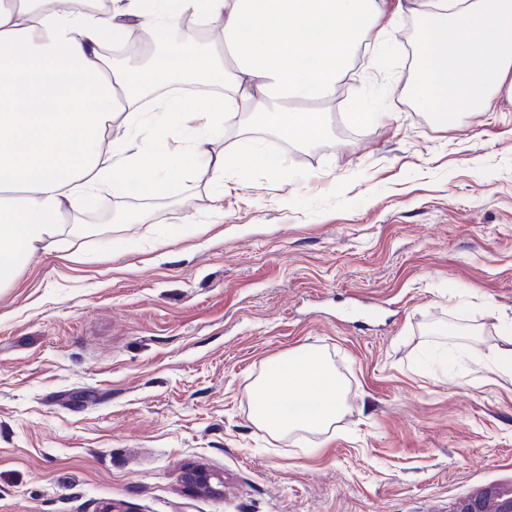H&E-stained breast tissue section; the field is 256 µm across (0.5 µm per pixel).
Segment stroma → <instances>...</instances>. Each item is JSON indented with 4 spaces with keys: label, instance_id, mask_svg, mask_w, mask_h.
Segmentation results:
<instances>
[{
    "label": "stroma",
    "instance_id": "stroma-1",
    "mask_svg": "<svg viewBox=\"0 0 512 512\" xmlns=\"http://www.w3.org/2000/svg\"><path fill=\"white\" fill-rule=\"evenodd\" d=\"M417 20L355 59L304 147L154 197L104 194L72 259L0 288V512H453L512 489V99L448 123L413 104ZM379 114L350 123L351 106ZM304 347L346 386L327 432L271 436L250 386ZM223 478L192 489L185 473ZM501 346L492 359L495 370L503 376L512 378V327L505 331Z\"/></svg>",
    "mask_w": 512,
    "mask_h": 512
}]
</instances>
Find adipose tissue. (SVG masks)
Returning a JSON list of instances; mask_svg holds the SVG:
<instances>
[{
	"mask_svg": "<svg viewBox=\"0 0 512 512\" xmlns=\"http://www.w3.org/2000/svg\"><path fill=\"white\" fill-rule=\"evenodd\" d=\"M216 21L225 58L189 40L165 43L145 68L115 73L127 18L167 31L186 10ZM419 21L415 104L427 112L486 111L512 98V0H411ZM386 0H124L98 13L56 0H0V286L62 236L88 230L92 198L157 196L196 169L223 182L236 155L207 137L254 108L266 130L305 145L327 132L322 104L359 51L391 49ZM219 86L197 112L178 89ZM162 91L157 110L147 91ZM126 138L112 140L113 125ZM254 422L275 436L322 432L345 409L333 363L307 348L277 363L249 391Z\"/></svg>",
	"mask_w": 512,
	"mask_h": 512,
	"instance_id": "adipose-tissue-1",
	"label": "adipose tissue"
}]
</instances>
